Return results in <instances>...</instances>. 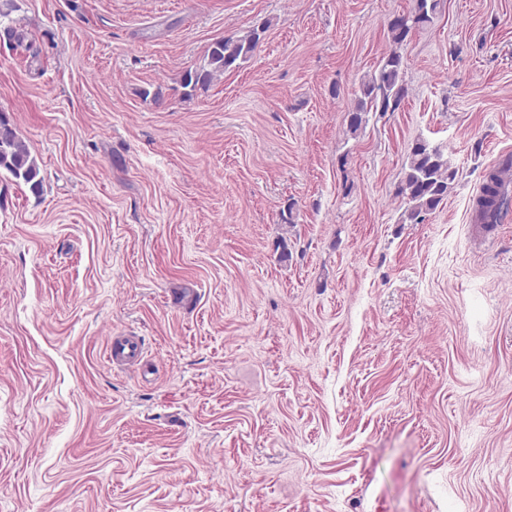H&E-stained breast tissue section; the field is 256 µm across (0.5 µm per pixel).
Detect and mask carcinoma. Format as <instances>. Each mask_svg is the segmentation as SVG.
Returning a JSON list of instances; mask_svg holds the SVG:
<instances>
[{
    "label": "carcinoma",
    "mask_w": 512,
    "mask_h": 512,
    "mask_svg": "<svg viewBox=\"0 0 512 512\" xmlns=\"http://www.w3.org/2000/svg\"><path fill=\"white\" fill-rule=\"evenodd\" d=\"M440 7V0H412L411 8L388 22L392 49L381 60L377 70L360 85V94L349 112L347 133L357 137L375 115L395 111L407 95L406 62L401 48L413 33L431 25ZM271 20L256 22L241 35L214 42L202 66L186 71L182 86L193 93L207 90L217 77L240 68L260 44ZM5 172L20 186L37 195L42 180L36 159L16 126L0 114V173ZM457 171L444 150L418 138L411 144L396 195L404 205L403 221L421 223L425 215L435 211L448 199V192ZM488 197L479 200L488 224H496L508 206L507 193L486 187Z\"/></svg>",
    "instance_id": "1"
}]
</instances>
